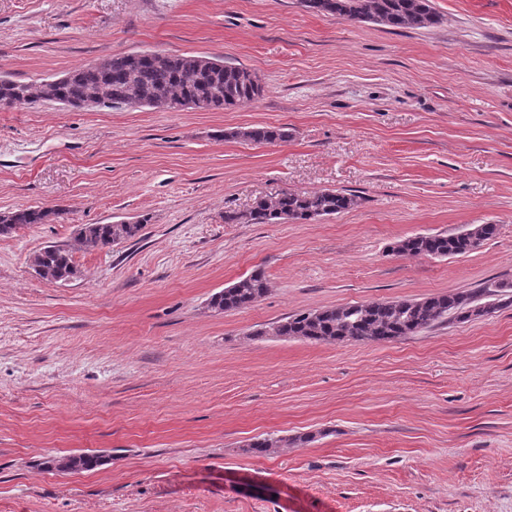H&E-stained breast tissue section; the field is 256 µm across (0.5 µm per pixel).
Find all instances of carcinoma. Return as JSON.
I'll return each mask as SVG.
<instances>
[{
    "mask_svg": "<svg viewBox=\"0 0 512 512\" xmlns=\"http://www.w3.org/2000/svg\"><path fill=\"white\" fill-rule=\"evenodd\" d=\"M306 11L339 19L370 22L392 28H427L438 25L442 17L432 0H299ZM164 93L179 106L200 111H219L252 102L263 92L258 77L248 69L224 63L218 70L207 69L195 55L145 52L118 53L85 64L65 74V79L49 87L44 82L24 83L0 80V102L31 106L55 99L78 104L89 96L112 108L137 104L152 106L157 93ZM229 136L255 144H273L288 140V130L274 126H250ZM354 196L336 190L281 193L273 200L261 199L247 211H227L226 224H279L288 216L303 223L351 209ZM57 213L39 208H18L0 215V236L9 235L32 224H47ZM144 221L135 224H87L77 241L85 249L110 248L141 235ZM495 224H477L467 233L415 235L397 241L391 250L401 254L435 258L469 254L475 246L493 238ZM34 263L47 281H63L76 275L71 252L66 248H45L35 254ZM268 291L261 270L238 280L235 288H226L211 298L212 310L227 313L246 309ZM512 303V282H493L476 291H463L423 299L379 300L363 304L309 310L276 323L275 336L310 342H386L412 336L424 329L450 320L468 322L488 316ZM99 457L79 454L54 457L44 462L49 471L89 470Z\"/></svg>",
    "mask_w": 512,
    "mask_h": 512,
    "instance_id": "carcinoma-1",
    "label": "carcinoma"
}]
</instances>
